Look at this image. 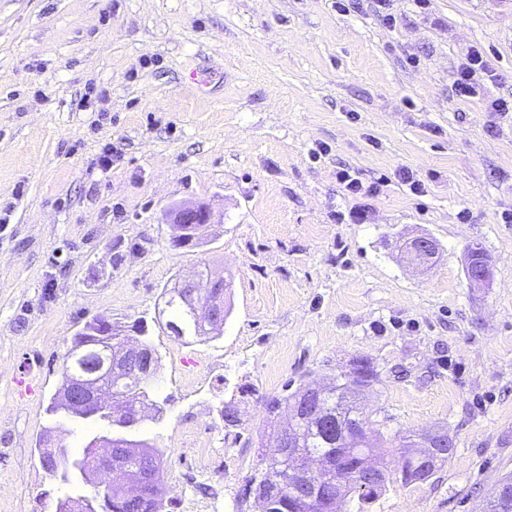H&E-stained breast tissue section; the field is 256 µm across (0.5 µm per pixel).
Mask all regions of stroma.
I'll list each match as a JSON object with an SVG mask.
<instances>
[{
    "mask_svg": "<svg viewBox=\"0 0 512 512\" xmlns=\"http://www.w3.org/2000/svg\"><path fill=\"white\" fill-rule=\"evenodd\" d=\"M391 7L390 28L372 0L346 14L333 0H0V512H53L71 491L37 442L86 443L45 409L72 334L97 316L144 319L161 357L165 412L139 435L164 453L167 512H181L170 487L190 412L217 439L216 408L235 401L223 512H257L239 494L264 398L360 356L380 370L366 410L455 443L368 512H481L512 474V118L487 109L512 97V0ZM474 46L496 78L462 101L456 67ZM91 86L103 96L88 107ZM345 167L380 193L348 195ZM180 201L212 207L203 247H171L162 215ZM363 204L370 223H337ZM421 235L440 249L417 267L402 246ZM474 243L491 265L481 288L465 277ZM205 265L231 277V313L186 345L158 321L162 293Z\"/></svg>",
    "mask_w": 512,
    "mask_h": 512,
    "instance_id": "1",
    "label": "stroma"
}]
</instances>
